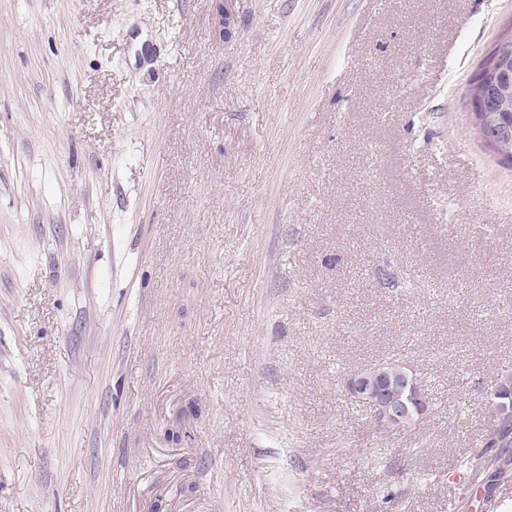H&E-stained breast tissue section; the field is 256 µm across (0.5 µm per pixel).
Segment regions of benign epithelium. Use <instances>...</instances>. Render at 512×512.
<instances>
[{
  "instance_id": "benign-epithelium-1",
  "label": "benign epithelium",
  "mask_w": 512,
  "mask_h": 512,
  "mask_svg": "<svg viewBox=\"0 0 512 512\" xmlns=\"http://www.w3.org/2000/svg\"><path fill=\"white\" fill-rule=\"evenodd\" d=\"M512 50V32L497 39V44L485 58L476 83L470 93L472 114L476 126L484 121L485 111L497 107L501 111L494 134L487 137V143L500 154L512 159V115L509 114V88L504 85L500 76L509 73V51ZM403 378L405 386L417 394L415 411L419 420H424L430 410V400L425 397L416 369L413 365L404 364ZM344 388L349 398L367 406L374 405L373 425L380 433H390L399 429V415L407 410L404 402L389 398L379 382L375 369L367 368L348 376Z\"/></svg>"
}]
</instances>
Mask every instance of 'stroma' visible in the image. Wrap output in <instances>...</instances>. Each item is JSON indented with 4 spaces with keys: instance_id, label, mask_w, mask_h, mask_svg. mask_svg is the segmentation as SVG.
<instances>
[{
    "instance_id": "1",
    "label": "stroma",
    "mask_w": 512,
    "mask_h": 512,
    "mask_svg": "<svg viewBox=\"0 0 512 512\" xmlns=\"http://www.w3.org/2000/svg\"><path fill=\"white\" fill-rule=\"evenodd\" d=\"M218 3L0 0V512H448L512 372V0ZM389 360L410 433L343 389ZM498 42V43H497ZM497 43L488 56L485 58L476 83L470 93L472 116L478 128L484 121L485 111L490 107H498L502 114H499L497 128L493 135L487 136V143L494 147L507 159H512L510 142L512 141V122L508 112L509 88V51L512 43V32L498 38ZM494 43V44H495ZM504 76V85L500 79ZM403 367V381L405 387H409L410 390H413L417 394V403L415 404V411L419 418L418 421L422 422L429 413L431 406L430 400L425 397V386L424 388L422 387L419 377L416 375L417 371L415 367L409 363H404Z\"/></svg>"
}]
</instances>
